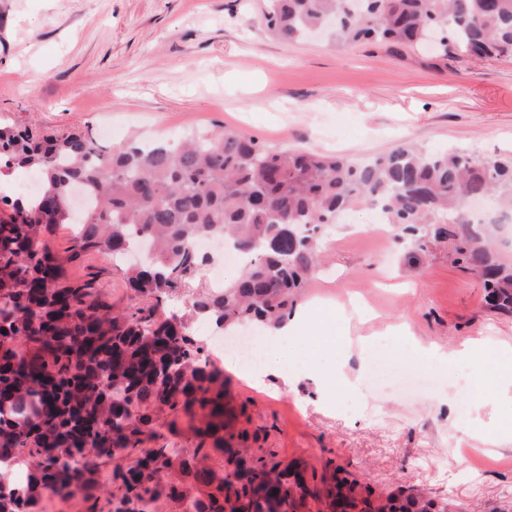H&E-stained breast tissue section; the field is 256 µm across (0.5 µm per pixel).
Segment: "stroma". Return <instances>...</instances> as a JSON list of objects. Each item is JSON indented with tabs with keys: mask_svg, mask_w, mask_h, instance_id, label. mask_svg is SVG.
I'll list each match as a JSON object with an SVG mask.
<instances>
[{
	"mask_svg": "<svg viewBox=\"0 0 512 512\" xmlns=\"http://www.w3.org/2000/svg\"><path fill=\"white\" fill-rule=\"evenodd\" d=\"M264 0H0V127L85 132L113 146L131 136L170 144L194 130L226 129L282 148L366 160L408 139L434 151L512 157V59L435 67L424 50L336 49L323 39L286 43L263 21ZM372 213L349 212L324 237L334 282L314 276L298 309L326 292L350 295L329 328L335 350L293 346L294 372L227 373L230 408L247 405L281 459L342 468L375 496L424 491L449 512H512V406L476 407L467 364L437 384L387 380L359 388L369 408L344 416L320 398L317 367L335 357L358 373L362 348L384 354L406 324L414 341L459 349L496 342L512 354V315L491 309L474 277L439 251L409 265L408 239ZM100 270L113 300L137 299L110 256L74 265Z\"/></svg>",
	"mask_w": 512,
	"mask_h": 512,
	"instance_id": "stroma-1",
	"label": "stroma"
}]
</instances>
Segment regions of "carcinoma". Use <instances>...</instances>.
Listing matches in <instances>:
<instances>
[{
    "label": "carcinoma",
    "mask_w": 512,
    "mask_h": 512,
    "mask_svg": "<svg viewBox=\"0 0 512 512\" xmlns=\"http://www.w3.org/2000/svg\"><path fill=\"white\" fill-rule=\"evenodd\" d=\"M280 40L322 30L338 48L377 44L398 55L427 42L436 57L512 59V0H267ZM33 170L41 191L0 196V458L30 470L19 490L0 487V512H45V499L81 512H298L326 508L332 490L308 486L307 468L263 447L261 428L225 432L224 370L209 361L183 318L163 310L184 292L192 312L229 335L243 323L269 332L288 320L339 217L378 208L409 236L408 262L437 245L482 283L488 302L512 312V260L495 225L475 224L469 198L512 206V160L403 141L358 164L315 149L283 150L246 134L195 131L178 146L136 137L113 147L90 135L0 128V167ZM79 183L91 206L64 209ZM71 225L62 246L56 230ZM222 234L248 256L241 276L212 292L208 257L194 247ZM150 259L127 272L147 304L104 293L98 273L73 280L84 256L124 255L135 240ZM190 432L193 448L174 439ZM110 492L96 493L101 474ZM368 512H429L365 500Z\"/></svg>",
    "instance_id": "1"
}]
</instances>
